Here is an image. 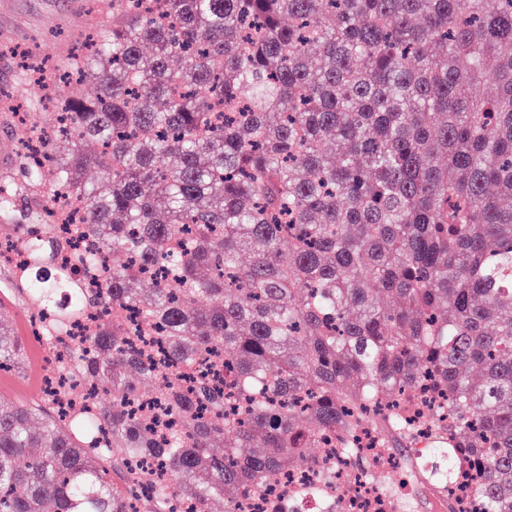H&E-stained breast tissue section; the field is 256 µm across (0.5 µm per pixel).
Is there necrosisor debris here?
<instances>
[{"mask_svg": "<svg viewBox=\"0 0 512 512\" xmlns=\"http://www.w3.org/2000/svg\"><path fill=\"white\" fill-rule=\"evenodd\" d=\"M430 430L419 418H412L406 439L407 456L383 447L371 429L358 436L355 455H348L334 443H325L315 466L284 474L264 493L242 495L237 512H273L276 504L292 499L298 512H326L332 500H339L345 512H409L411 503H428L429 512H485L478 496V472L471 463H462L454 482L442 488L425 483L418 468L427 461ZM380 470L402 472L395 484L380 482Z\"/></svg>", "mask_w": 512, "mask_h": 512, "instance_id": "4bbe7bcc", "label": "necrosis or debris"}]
</instances>
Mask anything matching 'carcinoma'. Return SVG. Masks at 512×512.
<instances>
[{
	"label": "carcinoma",
	"instance_id": "cac0c4a2",
	"mask_svg": "<svg viewBox=\"0 0 512 512\" xmlns=\"http://www.w3.org/2000/svg\"><path fill=\"white\" fill-rule=\"evenodd\" d=\"M98 2L63 65L97 92L25 124L49 165L18 154L0 230L40 317L108 314L43 329L83 412L0 399V512H237L361 426L401 451L411 394L430 480L463 458L512 512V0ZM60 186L76 262L125 255L96 288L16 209ZM58 194V201L62 203L56 204L51 209L54 222L65 223L70 218H72L73 222H79V215H81L79 201L71 194L65 192H58ZM0 260L14 269L23 271L30 264L29 253L26 248L15 241L0 243Z\"/></svg>",
	"mask_w": 512,
	"mask_h": 512
}]
</instances>
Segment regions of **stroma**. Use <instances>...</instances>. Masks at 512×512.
<instances>
[{
	"mask_svg": "<svg viewBox=\"0 0 512 512\" xmlns=\"http://www.w3.org/2000/svg\"><path fill=\"white\" fill-rule=\"evenodd\" d=\"M87 10V0H0V90L23 92L30 111H44L47 97L32 83L31 70L51 69L71 53L90 24ZM20 133L10 103L0 100V178L19 176ZM34 312L28 297L14 291L10 270L0 266V324L25 340L23 363L0 372V399L25 403L42 389L48 350L29 337Z\"/></svg>",
	"mask_w": 512,
	"mask_h": 512,
	"instance_id": "obj_1",
	"label": "stroma"
}]
</instances>
